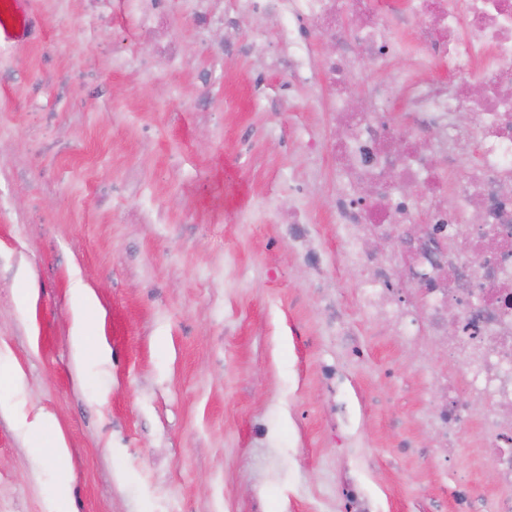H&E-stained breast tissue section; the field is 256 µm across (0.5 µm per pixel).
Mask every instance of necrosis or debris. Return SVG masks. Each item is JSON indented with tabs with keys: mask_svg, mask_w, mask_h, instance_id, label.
Masks as SVG:
<instances>
[{
	"mask_svg": "<svg viewBox=\"0 0 512 512\" xmlns=\"http://www.w3.org/2000/svg\"><path fill=\"white\" fill-rule=\"evenodd\" d=\"M275 12L289 79L315 91L343 138L309 139L331 156L333 214L346 266L362 274L361 312L404 343L444 338L453 377L434 376L437 445L452 449L466 400L486 404L481 436L512 512V0H245ZM332 43L325 55L313 38ZM412 56L414 68L396 69ZM366 59L383 73L371 80ZM367 95L353 102L350 89ZM473 122L459 123L460 114ZM475 145V162L459 157ZM443 154L436 165L434 154ZM282 231L321 292L324 321L350 339L332 262L301 206ZM399 233L395 252L374 245Z\"/></svg>",
	"mask_w": 512,
	"mask_h": 512,
	"instance_id": "4bbe7bcc",
	"label": "necrosis or debris"
}]
</instances>
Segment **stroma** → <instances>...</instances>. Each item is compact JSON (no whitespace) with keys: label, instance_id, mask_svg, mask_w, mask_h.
Listing matches in <instances>:
<instances>
[{"label":"stroma","instance_id":"35a3bbf8","mask_svg":"<svg viewBox=\"0 0 512 512\" xmlns=\"http://www.w3.org/2000/svg\"><path fill=\"white\" fill-rule=\"evenodd\" d=\"M208 8L219 23L202 33L171 0L182 65L149 79L137 63L151 42L122 0L95 32L83 0H30L45 41L0 46V369L22 375L21 390L0 387V512L57 510L55 468L19 428L43 413L69 450L72 512H346L355 431L382 512H454L459 482L491 512L497 479L474 439L484 405H469L446 469L425 460L428 382L449 368L440 342L393 341L359 311L361 275L345 266L355 346L325 329L279 226L289 184L306 183L305 209L341 252L331 165L305 148L323 116L307 85L283 90L275 19L236 0ZM226 21L236 40L218 59L204 44ZM78 280L97 301L104 364L72 347ZM336 362L345 427L321 377Z\"/></svg>","mask_w":512,"mask_h":512}]
</instances>
